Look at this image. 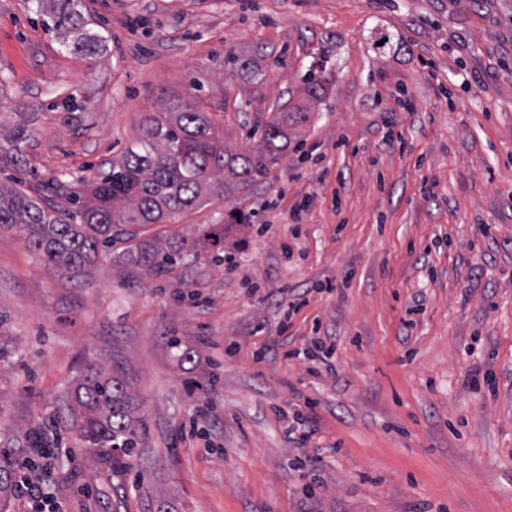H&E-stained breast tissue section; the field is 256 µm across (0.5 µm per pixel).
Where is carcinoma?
Segmentation results:
<instances>
[{"label":"carcinoma","mask_w":512,"mask_h":512,"mask_svg":"<svg viewBox=\"0 0 512 512\" xmlns=\"http://www.w3.org/2000/svg\"><path fill=\"white\" fill-rule=\"evenodd\" d=\"M47 28L61 45L95 61L107 52V37L84 16L81 0H35ZM304 103L284 104L262 126V140L237 149L218 136L210 114L179 97L164 112L147 118L140 138L121 160L94 177L86 188L71 192L70 206L61 184L48 193H31L19 185L0 184V230L21 232L28 246L55 271L75 274L112 248L129 242L126 260L154 272L183 252L142 237L145 228L161 224L207 200H222L264 177L288 149L296 131L311 120L309 106L328 93L326 77L307 73ZM62 120L80 122L85 99L60 102ZM72 427L88 457L114 464L113 452L130 455L144 429L137 413L134 385L114 369L90 367L71 392ZM14 492L9 470L0 468V504Z\"/></svg>","instance_id":"obj_1"}]
</instances>
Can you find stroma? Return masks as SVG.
<instances>
[{"mask_svg":"<svg viewBox=\"0 0 512 512\" xmlns=\"http://www.w3.org/2000/svg\"><path fill=\"white\" fill-rule=\"evenodd\" d=\"M82 11L108 38L96 63L0 0V152L24 158L2 181L79 189L174 96L249 148L309 69L330 86L267 175L152 227L176 245L223 225L222 253L150 274L117 241L72 279L0 231V466L47 469L62 512H512V0ZM93 363L147 424L115 468L70 427Z\"/></svg>","mask_w":512,"mask_h":512,"instance_id":"obj_1","label":"stroma"}]
</instances>
